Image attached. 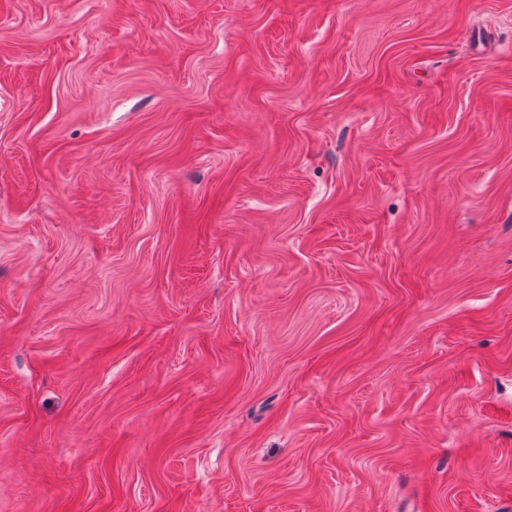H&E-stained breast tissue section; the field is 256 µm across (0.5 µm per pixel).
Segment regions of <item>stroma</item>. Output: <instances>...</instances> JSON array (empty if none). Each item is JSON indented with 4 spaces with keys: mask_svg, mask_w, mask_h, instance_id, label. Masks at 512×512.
<instances>
[{
    "mask_svg": "<svg viewBox=\"0 0 512 512\" xmlns=\"http://www.w3.org/2000/svg\"><path fill=\"white\" fill-rule=\"evenodd\" d=\"M0 512H512V0H0Z\"/></svg>",
    "mask_w": 512,
    "mask_h": 512,
    "instance_id": "35a3bbf8",
    "label": "stroma"
}]
</instances>
